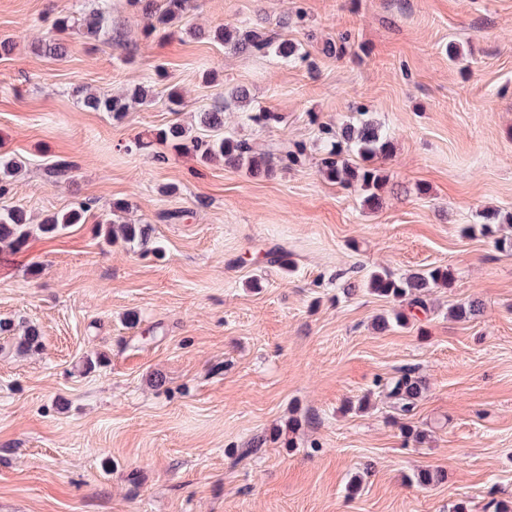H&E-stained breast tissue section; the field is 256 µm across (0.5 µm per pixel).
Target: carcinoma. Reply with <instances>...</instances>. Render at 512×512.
I'll return each instance as SVG.
<instances>
[{
    "label": "carcinoma",
    "mask_w": 512,
    "mask_h": 512,
    "mask_svg": "<svg viewBox=\"0 0 512 512\" xmlns=\"http://www.w3.org/2000/svg\"><path fill=\"white\" fill-rule=\"evenodd\" d=\"M188 0H149L144 9L148 24L146 31L168 32L179 26L187 10ZM110 16L107 2L103 0L96 8L77 17L60 16L55 19L52 30L61 34L71 28H77L90 39L99 37L101 31L109 25ZM214 40L238 52H272L281 61L294 65L305 59L299 45L286 39H279L265 32L249 28L221 27L215 30ZM84 108L93 112H108L112 117L121 119L130 112L134 103L151 102L152 90L139 85L122 95L105 96L92 91L78 92ZM231 102L245 112L246 120L265 129L281 122V116L248 103L247 95L242 92L231 94ZM200 124L215 131L208 136L191 133L178 121L163 128L147 132L126 145V150L146 152L157 160L165 156L153 151L157 145L165 146L177 153L191 154L202 162L215 158L224 159V164L244 169L251 176L271 177L276 168L272 158H278L282 167L288 169L301 167L306 163V148L295 143L291 146H276L277 154L267 153L257 156L250 145L231 135L221 134L223 130V108L200 114ZM325 143L326 157L321 159L319 172L330 182L345 187H353L360 193L362 203L368 208L377 206L380 193L387 185V174L372 165L377 157L387 156L392 142L373 121L369 113H359L355 123H349L337 132L331 127L321 130ZM26 168L25 161L17 156L0 155V199L10 195L12 185ZM91 204L81 202L78 206L63 213H54L44 219L37 227H32L26 212L15 206L0 207V245L19 251L27 246L34 231L47 238H53L75 224H83ZM126 210L123 201L112 202L111 216L98 222L97 235L112 244L118 240L131 248L142 252L150 251L152 228L149 224H132L123 220ZM453 275L442 266L430 267L395 278L387 273L373 271L366 276L365 287L379 297L404 302L408 309L427 310V296L434 288H447ZM482 305L478 301L460 304L450 310V315L459 321H467L481 313ZM42 348L40 331L30 326L20 337L18 350L37 352ZM386 398L393 400L398 414L407 417L413 414L423 393V380L412 368L402 369L397 375L382 385Z\"/></svg>",
    "instance_id": "obj_1"
}]
</instances>
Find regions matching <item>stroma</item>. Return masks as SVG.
<instances>
[{"mask_svg":"<svg viewBox=\"0 0 512 512\" xmlns=\"http://www.w3.org/2000/svg\"><path fill=\"white\" fill-rule=\"evenodd\" d=\"M90 0H0V154L27 162L7 205L34 220L93 200L56 238L0 247V512H492L512 506V254L466 224L512 215V0H192L185 31L147 35L134 0H108L110 33L32 43ZM221 25L299 43L306 62L235 52ZM351 36L343 57L325 42ZM469 61L448 59L449 42ZM164 68L165 80L155 78ZM152 84L120 121L85 109L76 88L112 95ZM185 109L165 107L169 88ZM244 90L281 113L261 130L226 107L224 129L265 153L306 144L305 167L253 177L222 160L166 162L125 152L138 133ZM370 112L391 136L376 159L377 208L323 178L320 126ZM72 178L52 183L48 164ZM153 228L157 252L102 244L113 201ZM449 268L428 310L378 330L399 302L368 272ZM261 287H249L252 276ZM479 300L467 321L451 307ZM38 327L43 346L16 342ZM107 361L86 370V355ZM414 367L426 381L405 443L374 382ZM370 395L371 407L351 410ZM301 421L293 447L250 444ZM442 471L431 486L410 481ZM360 476L356 494L346 485Z\"/></svg>","mask_w":512,"mask_h":512,"instance_id":"obj_1","label":"stroma"}]
</instances>
